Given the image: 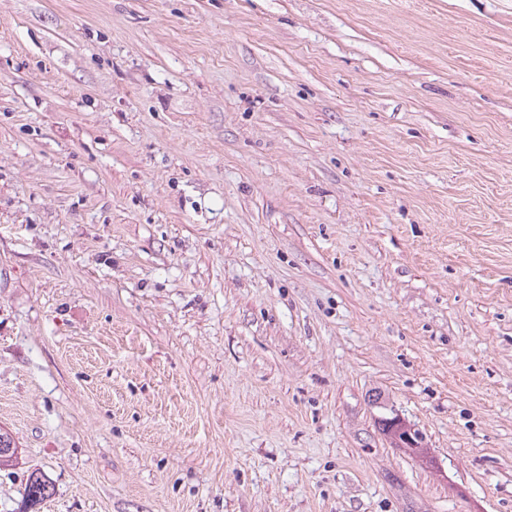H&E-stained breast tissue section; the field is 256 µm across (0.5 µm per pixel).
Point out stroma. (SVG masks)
Instances as JSON below:
<instances>
[{
  "label": "stroma",
  "instance_id": "1",
  "mask_svg": "<svg viewBox=\"0 0 512 512\" xmlns=\"http://www.w3.org/2000/svg\"><path fill=\"white\" fill-rule=\"evenodd\" d=\"M0 429V512H512V0H0ZM52 495V487L44 476L36 471L28 474L23 490V503L35 508Z\"/></svg>",
  "mask_w": 512,
  "mask_h": 512
}]
</instances>
